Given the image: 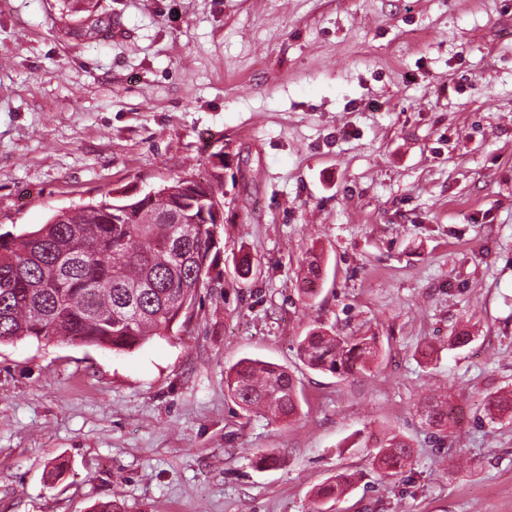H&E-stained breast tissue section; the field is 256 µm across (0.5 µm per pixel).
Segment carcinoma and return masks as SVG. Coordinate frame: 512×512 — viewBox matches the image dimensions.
<instances>
[{"mask_svg":"<svg viewBox=\"0 0 512 512\" xmlns=\"http://www.w3.org/2000/svg\"><path fill=\"white\" fill-rule=\"evenodd\" d=\"M205 183L198 190L190 178H178L150 198L112 200L108 192L56 211L36 230L0 233V343L62 337L121 352L186 326L200 290L222 274L212 209L224 198V179L213 173ZM298 352L310 368L341 378L378 357L372 336L322 330L304 337ZM227 387L244 410L281 419L299 412L297 381L275 364L242 359L230 369ZM489 405L491 419H512V392L492 396ZM419 412L439 434L455 419L446 395L425 398ZM410 458V445L394 434L375 461L397 475ZM348 486L339 474L315 496L325 504Z\"/></svg>","mask_w":512,"mask_h":512,"instance_id":"obj_1","label":"carcinoma"}]
</instances>
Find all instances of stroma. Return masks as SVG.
<instances>
[{
  "instance_id": "35a3bbf8",
  "label": "stroma",
  "mask_w": 512,
  "mask_h": 512,
  "mask_svg": "<svg viewBox=\"0 0 512 512\" xmlns=\"http://www.w3.org/2000/svg\"><path fill=\"white\" fill-rule=\"evenodd\" d=\"M96 13L90 34L72 0H0V232L217 155L223 276L187 327L121 353L0 343V512H312L342 473L330 512H512V421L487 411L512 390V0ZM315 329L376 336L378 359L311 370ZM244 358L299 379L294 418L229 397ZM431 392L457 412L440 439L417 413ZM394 434L412 458L387 476ZM380 448L382 449L375 457L379 469L390 472V475L402 473L410 462V445L400 435L394 434ZM395 448H405L406 451L397 453L394 451Z\"/></svg>"
}]
</instances>
